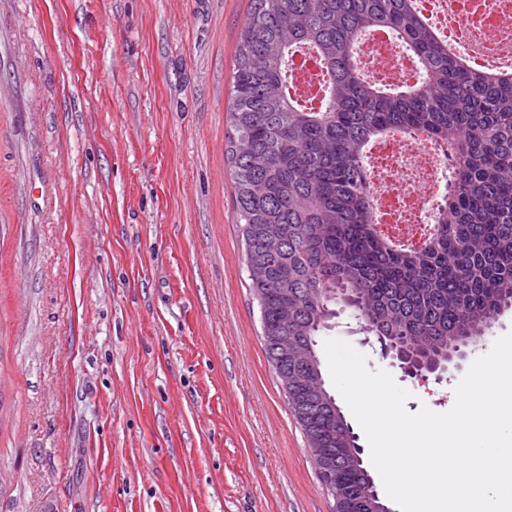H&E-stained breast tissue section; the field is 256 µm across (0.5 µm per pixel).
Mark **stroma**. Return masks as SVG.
I'll list each match as a JSON object with an SVG mask.
<instances>
[{
  "label": "stroma",
  "mask_w": 512,
  "mask_h": 512,
  "mask_svg": "<svg viewBox=\"0 0 512 512\" xmlns=\"http://www.w3.org/2000/svg\"><path fill=\"white\" fill-rule=\"evenodd\" d=\"M251 0H0V512H331L262 341L224 148ZM512 308L447 372L444 413Z\"/></svg>",
  "instance_id": "1"
}]
</instances>
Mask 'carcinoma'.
Wrapping results in <instances>:
<instances>
[{
    "label": "carcinoma",
    "instance_id": "carcinoma-1",
    "mask_svg": "<svg viewBox=\"0 0 512 512\" xmlns=\"http://www.w3.org/2000/svg\"><path fill=\"white\" fill-rule=\"evenodd\" d=\"M390 31L422 69L413 85L368 81L357 48ZM325 72L318 107L290 91L291 58ZM226 155L268 362L336 512H384L358 437L325 387L316 353L350 290L367 333L412 337L444 358L512 302V72H478L448 50L417 0H251L237 45ZM423 132L445 145L449 189L417 246L379 229L366 166L372 144Z\"/></svg>",
    "mask_w": 512,
    "mask_h": 512
}]
</instances>
